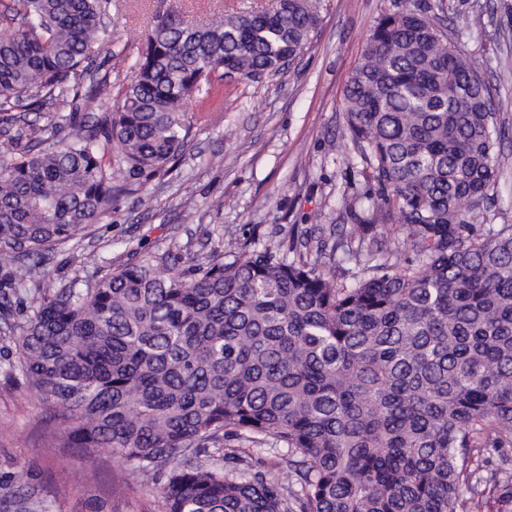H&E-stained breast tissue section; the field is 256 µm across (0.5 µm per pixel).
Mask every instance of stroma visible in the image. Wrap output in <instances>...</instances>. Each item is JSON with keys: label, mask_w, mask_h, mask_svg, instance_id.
<instances>
[{"label": "stroma", "mask_w": 512, "mask_h": 512, "mask_svg": "<svg viewBox=\"0 0 512 512\" xmlns=\"http://www.w3.org/2000/svg\"><path fill=\"white\" fill-rule=\"evenodd\" d=\"M260 2L112 0V33L98 62L120 92L155 11L187 22ZM411 4L438 16L494 94L504 138L490 216L512 224V0H312L318 26L286 72L227 76L195 95L189 111L213 110L217 120L194 128L169 173L133 179L83 247L97 251L109 271L151 257L160 271L184 274L216 249L231 254L254 244L290 260L319 251L351 280L358 268L337 251V227L351 221L347 200L377 198L380 188L359 160L345 156L343 92L379 15ZM10 305L8 319H0V484L23 480L44 490L47 512H88L92 500L105 512H162L159 475L112 492L121 465L111 450L87 459L62 447L44 426L36 396L8 377L15 356L9 331L30 302Z\"/></svg>", "instance_id": "obj_1"}]
</instances>
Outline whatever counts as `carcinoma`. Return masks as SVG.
<instances>
[{"label":"carcinoma","instance_id":"obj_1","mask_svg":"<svg viewBox=\"0 0 512 512\" xmlns=\"http://www.w3.org/2000/svg\"><path fill=\"white\" fill-rule=\"evenodd\" d=\"M112 0H0V124L19 112L34 147L0 157V274L33 290L14 380L42 403L63 446L101 448L128 475L163 469L164 512H512V224L488 203L500 130L473 59L431 18L382 13L343 94L344 137L383 194L348 211V284L320 254L266 247L188 275L152 260L56 287L34 265L78 247L127 190L156 176L202 117L213 80L278 74L317 24L308 0L186 24L157 12L112 110L94 65ZM394 248L375 264L377 237ZM409 245L413 258L395 259ZM234 437L285 448L263 471ZM10 512H46L34 487L0 489Z\"/></svg>","mask_w":512,"mask_h":512}]
</instances>
